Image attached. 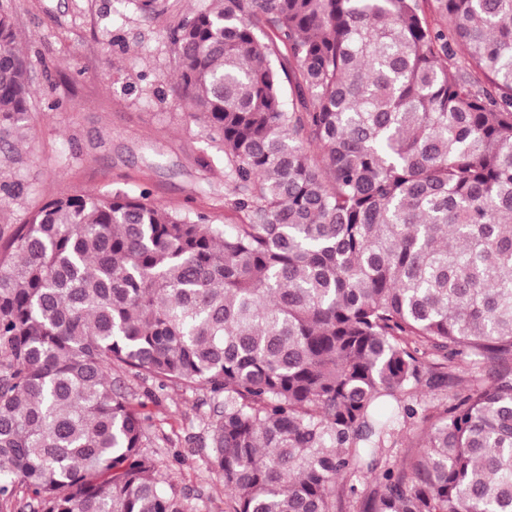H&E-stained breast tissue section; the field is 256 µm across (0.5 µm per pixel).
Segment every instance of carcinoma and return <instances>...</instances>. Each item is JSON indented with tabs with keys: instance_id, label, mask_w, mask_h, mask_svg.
I'll use <instances>...</instances> for the list:
<instances>
[{
	"instance_id": "carcinoma-1",
	"label": "carcinoma",
	"mask_w": 512,
	"mask_h": 512,
	"mask_svg": "<svg viewBox=\"0 0 512 512\" xmlns=\"http://www.w3.org/2000/svg\"><path fill=\"white\" fill-rule=\"evenodd\" d=\"M169 41L242 223L117 189L0 242V512H183L123 368L224 397L231 512L365 472L363 512H512V0H216ZM30 95L0 0L5 153Z\"/></svg>"
}]
</instances>
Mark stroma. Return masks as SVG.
<instances>
[{"label":"stroma","instance_id":"obj_1","mask_svg":"<svg viewBox=\"0 0 512 512\" xmlns=\"http://www.w3.org/2000/svg\"><path fill=\"white\" fill-rule=\"evenodd\" d=\"M17 42L30 62L32 96L15 147L0 155V179L21 176L19 197L0 204V232L45 202L85 191L148 192L151 202L213 224L240 223L225 206L224 152L177 89L168 33L211 0H162L143 15L136 0H8ZM115 384L143 405L147 451L185 512H229L212 464L207 424L213 399L199 386L158 389L134 372Z\"/></svg>","mask_w":512,"mask_h":512}]
</instances>
